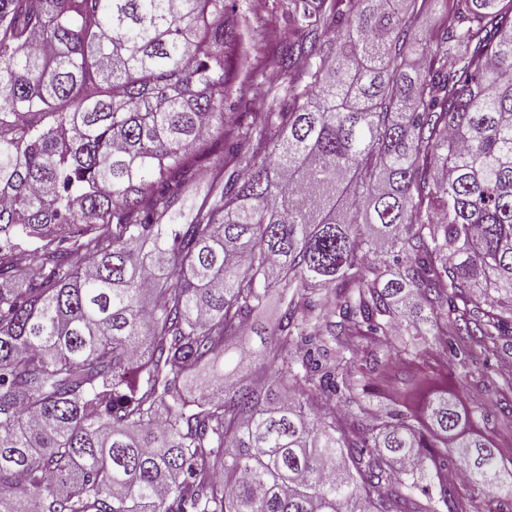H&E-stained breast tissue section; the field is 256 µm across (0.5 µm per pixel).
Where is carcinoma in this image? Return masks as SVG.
Returning a JSON list of instances; mask_svg holds the SVG:
<instances>
[{"label":"carcinoma","instance_id":"obj_1","mask_svg":"<svg viewBox=\"0 0 512 512\" xmlns=\"http://www.w3.org/2000/svg\"><path fill=\"white\" fill-rule=\"evenodd\" d=\"M394 2L295 0L278 108L226 112L227 0H0V512H463L452 448L499 488L448 392L368 415L358 343L512 340V0Z\"/></svg>","mask_w":512,"mask_h":512}]
</instances>
